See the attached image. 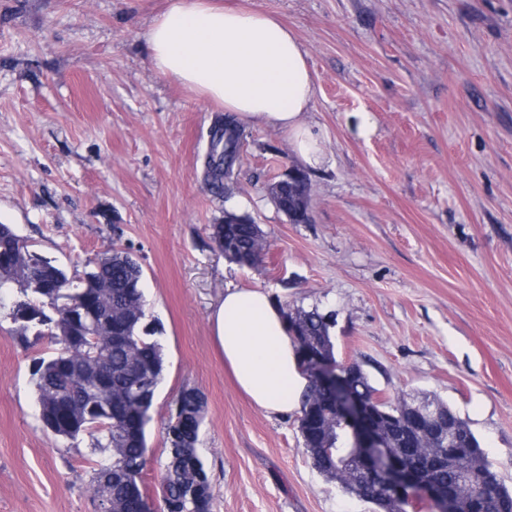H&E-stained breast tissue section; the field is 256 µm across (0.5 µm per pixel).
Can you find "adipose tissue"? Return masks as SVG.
<instances>
[{
    "instance_id": "ef3b65f1",
    "label": "adipose tissue",
    "mask_w": 512,
    "mask_h": 512,
    "mask_svg": "<svg viewBox=\"0 0 512 512\" xmlns=\"http://www.w3.org/2000/svg\"><path fill=\"white\" fill-rule=\"evenodd\" d=\"M155 70L240 123L287 134L302 168L323 167L319 130L306 115L317 95L307 53L275 16L224 0H169L146 35ZM213 336L238 387L267 414L300 410L310 382L281 306L260 288H225L210 311Z\"/></svg>"
}]
</instances>
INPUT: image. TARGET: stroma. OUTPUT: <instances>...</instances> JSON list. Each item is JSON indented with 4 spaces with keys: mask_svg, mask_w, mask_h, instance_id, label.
<instances>
[{
    "mask_svg": "<svg viewBox=\"0 0 512 512\" xmlns=\"http://www.w3.org/2000/svg\"><path fill=\"white\" fill-rule=\"evenodd\" d=\"M235 2L309 55L328 158L309 175L311 223L267 191L298 165L272 127L245 128L231 196L209 192L201 159L224 110L154 69L144 34L167 0H0V224L71 273L111 247L141 265L164 357L146 485L190 385L212 512H371L312 466L298 413L235 387L209 324L232 286L331 314L338 364L387 398L447 402L511 489L512 0ZM228 211L260 225L256 266L217 246ZM48 350L0 308V512H99L98 452L40 417L32 364Z\"/></svg>",
    "mask_w": 512,
    "mask_h": 512,
    "instance_id": "35a3bbf8",
    "label": "stroma"
}]
</instances>
